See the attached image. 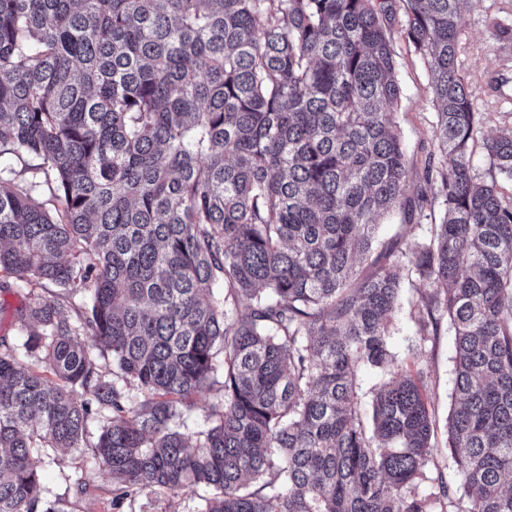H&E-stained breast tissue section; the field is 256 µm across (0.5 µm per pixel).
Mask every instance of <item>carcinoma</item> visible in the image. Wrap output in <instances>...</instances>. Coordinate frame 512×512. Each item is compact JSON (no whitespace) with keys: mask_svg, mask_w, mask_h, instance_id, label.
Returning a JSON list of instances; mask_svg holds the SVG:
<instances>
[{"mask_svg":"<svg viewBox=\"0 0 512 512\" xmlns=\"http://www.w3.org/2000/svg\"><path fill=\"white\" fill-rule=\"evenodd\" d=\"M395 1L438 106L415 185ZM461 2L0 0V157L39 159L55 201L0 166V273L29 289L0 337V512H67L30 458L59 448L90 449L113 509L202 488L197 512H512V192L472 167L480 140L512 178V127L481 135ZM437 203L429 241L376 242ZM404 276L427 285L408 371ZM444 318L459 487L424 495ZM404 290L402 292L401 305L396 312L392 326H391V339L390 349L395 356L398 364L405 365L408 359L409 349L414 341L415 328L412 321L408 318L410 305L415 303L420 293L427 288L425 284L418 279L404 278Z\"/></svg>","mask_w":512,"mask_h":512,"instance_id":"obj_1","label":"carcinoma"}]
</instances>
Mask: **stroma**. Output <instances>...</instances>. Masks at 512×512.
I'll return each instance as SVG.
<instances>
[{"mask_svg":"<svg viewBox=\"0 0 512 512\" xmlns=\"http://www.w3.org/2000/svg\"><path fill=\"white\" fill-rule=\"evenodd\" d=\"M387 26L391 32L396 60V76L401 98L396 108V122L407 152L413 178H420L426 153L430 149L432 127L437 109L432 101L427 66L419 55L408 48L405 39L403 12L394 13ZM512 28V0H463L461 5V35L457 50V66L472 86L473 109L482 117V132L486 135L512 127V42L495 38L498 28ZM440 211L431 216L405 221L398 213L383 216L378 221L377 234L381 240H400L409 245L431 238ZM401 305L392 326L390 349L397 363H405L414 341L415 328L408 317L425 286L418 279L403 281ZM454 333L441 326L438 336L428 347L431 377L427 392L435 408L437 451L435 463L446 479H454L455 466L446 447V424L453 388ZM33 463L43 475L44 495L60 500L77 512H112L110 506L111 477L94 465L89 449L73 448L62 455L61 461L51 463L45 454L38 453ZM84 478L89 485L85 495H77L74 482ZM195 492L179 496L163 492L142 494L124 505V512H196Z\"/></svg>","mask_w":512,"mask_h":512,"instance_id":"35a3bbf8","label":"stroma"}]
</instances>
